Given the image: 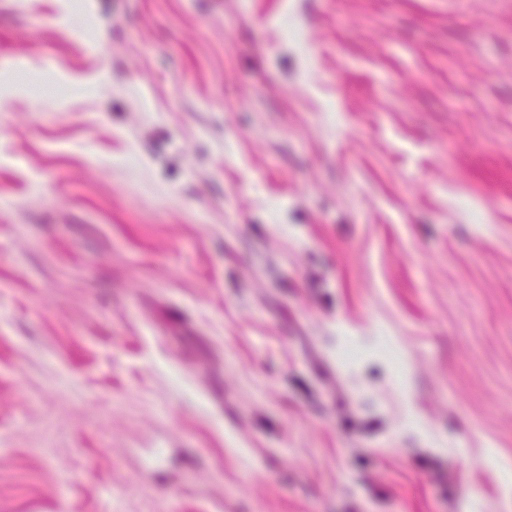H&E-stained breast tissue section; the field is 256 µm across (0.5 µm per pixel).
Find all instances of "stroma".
<instances>
[{
  "label": "stroma",
  "instance_id": "35a3bbf8",
  "mask_svg": "<svg viewBox=\"0 0 512 512\" xmlns=\"http://www.w3.org/2000/svg\"><path fill=\"white\" fill-rule=\"evenodd\" d=\"M508 469L512 0H0V512Z\"/></svg>",
  "mask_w": 512,
  "mask_h": 512
}]
</instances>
